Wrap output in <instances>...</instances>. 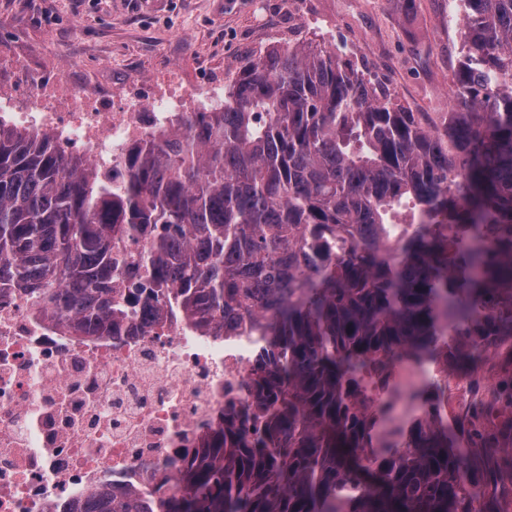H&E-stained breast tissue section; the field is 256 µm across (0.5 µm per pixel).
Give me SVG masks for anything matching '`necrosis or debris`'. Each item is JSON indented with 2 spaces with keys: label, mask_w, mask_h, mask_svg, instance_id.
Here are the masks:
<instances>
[{
  "label": "necrosis or debris",
  "mask_w": 512,
  "mask_h": 512,
  "mask_svg": "<svg viewBox=\"0 0 512 512\" xmlns=\"http://www.w3.org/2000/svg\"><path fill=\"white\" fill-rule=\"evenodd\" d=\"M184 81L156 74L148 112L127 93L102 108L79 86L34 92L9 118L117 183L134 142L176 129ZM261 353L251 338L143 310L111 335L75 336L0 289V512H75L97 491L166 500L208 455L203 437L225 411L253 407Z\"/></svg>",
  "instance_id": "1"
}]
</instances>
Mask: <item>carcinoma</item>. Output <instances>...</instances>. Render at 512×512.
Here are the masks:
<instances>
[{"instance_id":"carcinoma-1","label":"carcinoma","mask_w":512,"mask_h":512,"mask_svg":"<svg viewBox=\"0 0 512 512\" xmlns=\"http://www.w3.org/2000/svg\"><path fill=\"white\" fill-rule=\"evenodd\" d=\"M451 112H414L355 63L292 46L224 105L133 144L123 184L0 124V289L107 336L112 237L144 236V307L265 343L253 434H224L160 512H498L512 451V0H462ZM502 361L480 376L489 352ZM443 363L389 428L399 367ZM83 512H152L93 494Z\"/></svg>"}]
</instances>
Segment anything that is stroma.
Listing matches in <instances>:
<instances>
[{"instance_id":"35a3bbf8","label":"stroma","mask_w":512,"mask_h":512,"mask_svg":"<svg viewBox=\"0 0 512 512\" xmlns=\"http://www.w3.org/2000/svg\"><path fill=\"white\" fill-rule=\"evenodd\" d=\"M457 0H0V66L31 58L61 86L102 98L181 69L189 87L226 79L275 49L312 44L351 58L415 112L450 111L464 50Z\"/></svg>"}]
</instances>
